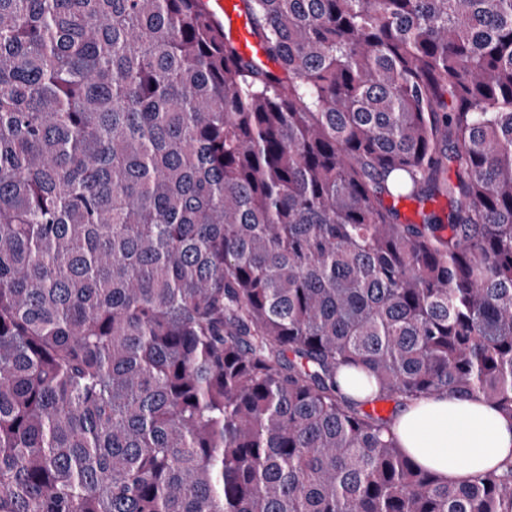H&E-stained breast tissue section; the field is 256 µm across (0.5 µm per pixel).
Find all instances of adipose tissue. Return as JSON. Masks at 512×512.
<instances>
[{"instance_id": "1", "label": "adipose tissue", "mask_w": 512, "mask_h": 512, "mask_svg": "<svg viewBox=\"0 0 512 512\" xmlns=\"http://www.w3.org/2000/svg\"><path fill=\"white\" fill-rule=\"evenodd\" d=\"M385 436L451 484L512 465V421L478 396L438 394L405 402Z\"/></svg>"}]
</instances>
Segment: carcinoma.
Segmentation results:
<instances>
[{
	"label": "carcinoma",
	"mask_w": 512,
	"mask_h": 512,
	"mask_svg": "<svg viewBox=\"0 0 512 512\" xmlns=\"http://www.w3.org/2000/svg\"><path fill=\"white\" fill-rule=\"evenodd\" d=\"M235 9L0 0V512H512L375 411L512 418V0ZM210 1L212 17L224 27L239 50L261 63H267L259 44L250 33L245 17L234 9V0Z\"/></svg>",
	"instance_id": "cac0c4a2"
}]
</instances>
